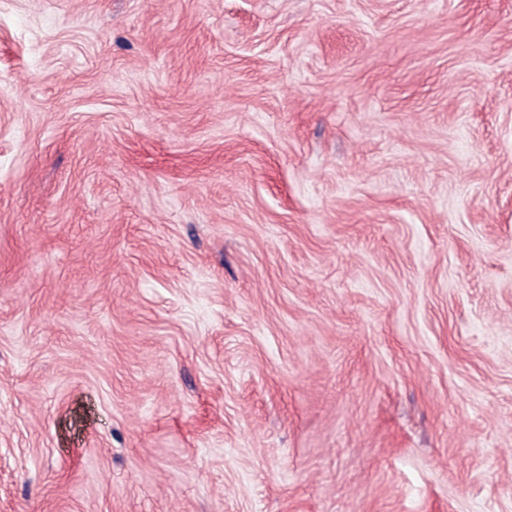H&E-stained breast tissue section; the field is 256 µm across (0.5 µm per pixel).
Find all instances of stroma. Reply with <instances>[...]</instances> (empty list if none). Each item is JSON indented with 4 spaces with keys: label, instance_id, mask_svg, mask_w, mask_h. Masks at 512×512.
I'll list each match as a JSON object with an SVG mask.
<instances>
[{
    "label": "stroma",
    "instance_id": "35a3bbf8",
    "mask_svg": "<svg viewBox=\"0 0 512 512\" xmlns=\"http://www.w3.org/2000/svg\"><path fill=\"white\" fill-rule=\"evenodd\" d=\"M0 512H512V0H0Z\"/></svg>",
    "mask_w": 512,
    "mask_h": 512
}]
</instances>
